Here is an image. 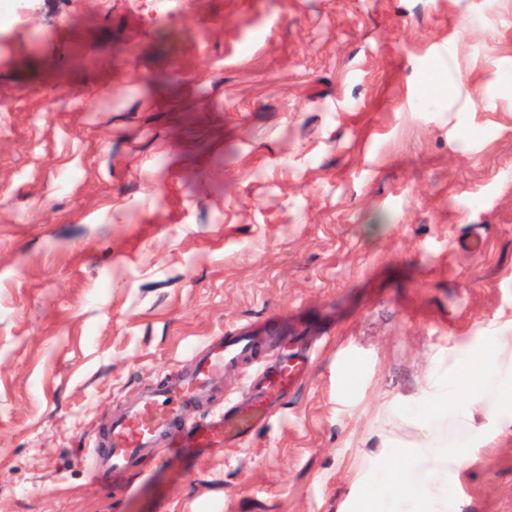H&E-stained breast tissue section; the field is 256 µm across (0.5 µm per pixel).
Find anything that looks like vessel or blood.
<instances>
[{"label": "vessel or blood", "mask_w": 512, "mask_h": 512, "mask_svg": "<svg viewBox=\"0 0 512 512\" xmlns=\"http://www.w3.org/2000/svg\"><path fill=\"white\" fill-rule=\"evenodd\" d=\"M259 334L232 332L210 341L193 366L166 383L147 387L100 426L90 450L89 468L99 486L121 497L130 489L133 470L146 458L169 452L202 456L209 449L249 436L257 416L224 407L188 419L189 408L207 400L222 383L225 368L248 356Z\"/></svg>", "instance_id": "vessel-or-blood-1"}]
</instances>
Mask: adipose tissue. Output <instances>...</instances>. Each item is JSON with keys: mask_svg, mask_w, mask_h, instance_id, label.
Listing matches in <instances>:
<instances>
[{"mask_svg": "<svg viewBox=\"0 0 512 512\" xmlns=\"http://www.w3.org/2000/svg\"><path fill=\"white\" fill-rule=\"evenodd\" d=\"M448 417L467 430L466 440L449 442L440 431ZM479 418L495 433H512V336L464 346L449 359L448 379L414 418L412 438L385 436V453L369 460L371 478L360 480L342 512H453L463 465L486 442L475 425Z\"/></svg>", "mask_w": 512, "mask_h": 512, "instance_id": "adipose-tissue-1", "label": "adipose tissue"}]
</instances>
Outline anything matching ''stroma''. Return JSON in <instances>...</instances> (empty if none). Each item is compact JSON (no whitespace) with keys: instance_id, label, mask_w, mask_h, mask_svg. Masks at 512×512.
<instances>
[{"instance_id":"obj_1","label":"stroma","mask_w":512,"mask_h":512,"mask_svg":"<svg viewBox=\"0 0 512 512\" xmlns=\"http://www.w3.org/2000/svg\"><path fill=\"white\" fill-rule=\"evenodd\" d=\"M0 512H113L107 416L213 337L305 350L125 512H340L457 344L512 334V0H0ZM512 512V434L461 476Z\"/></svg>"}]
</instances>
